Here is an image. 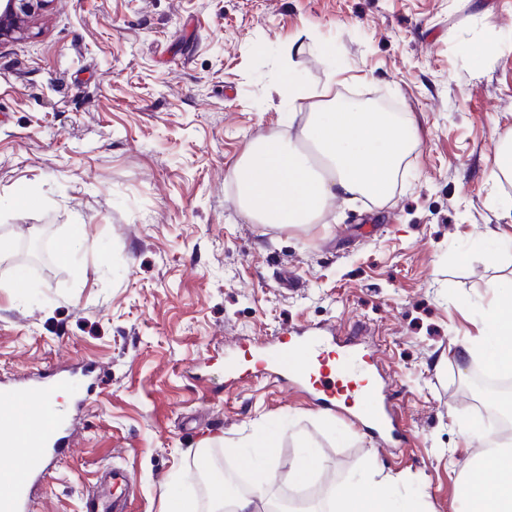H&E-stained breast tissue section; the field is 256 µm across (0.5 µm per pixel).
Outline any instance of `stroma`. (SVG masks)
<instances>
[{"mask_svg": "<svg viewBox=\"0 0 512 512\" xmlns=\"http://www.w3.org/2000/svg\"><path fill=\"white\" fill-rule=\"evenodd\" d=\"M289 70L415 121L387 201L335 200L300 227L242 214L236 160L307 119L275 93ZM510 132L512 0H55L0 47V376L89 360L100 380L70 410V451L33 512H84L112 465L131 477L127 512H162L171 484L206 501V438L217 469L253 487L260 471L240 460L261 434L277 437L261 455L271 495L297 490L309 453L323 493L373 462L397 497L465 512L460 486L481 477L470 433L492 401L466 391L477 362L456 350L484 333L488 283L512 278L497 246L512 182L484 176ZM307 327L362 329L405 443L379 444L274 370L251 374L258 344ZM228 356L244 367L231 383Z\"/></svg>", "mask_w": 512, "mask_h": 512, "instance_id": "1", "label": "stroma"}]
</instances>
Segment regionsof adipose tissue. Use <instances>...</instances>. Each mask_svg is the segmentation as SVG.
<instances>
[{
  "label": "adipose tissue",
  "mask_w": 512,
  "mask_h": 512,
  "mask_svg": "<svg viewBox=\"0 0 512 512\" xmlns=\"http://www.w3.org/2000/svg\"><path fill=\"white\" fill-rule=\"evenodd\" d=\"M418 144L411 120L377 112L356 102L328 97L309 113L296 140L261 138L233 167L238 203L249 220L280 227L317 223L336 197L357 195L386 199L405 159ZM493 302L484 314L487 338L463 344L466 357L483 355L495 369L512 371V280L490 285ZM473 442L482 448L481 482L462 487L466 512H512V444L498 445L481 432ZM206 504L170 495L168 512H268L269 479L251 493L227 496L224 477L207 473ZM390 477L368 480L354 494L331 502L333 512H420L416 500L395 505Z\"/></svg>",
  "instance_id": "obj_1"
}]
</instances>
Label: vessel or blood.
<instances>
[{
    "label": "vessel or blood",
    "mask_w": 512,
    "mask_h": 512,
    "mask_svg": "<svg viewBox=\"0 0 512 512\" xmlns=\"http://www.w3.org/2000/svg\"><path fill=\"white\" fill-rule=\"evenodd\" d=\"M280 370L300 388L313 390L325 410L361 420L376 437L396 438L398 424L378 388L366 380L369 363L350 357L336 338L298 336L276 350ZM67 378H43L19 388L0 385V512H30V503L44 478L68 451L62 418L50 408L55 391L73 388ZM111 495L86 500V512H124L130 477L115 467L102 475Z\"/></svg>",
    "instance_id": "1"
}]
</instances>
